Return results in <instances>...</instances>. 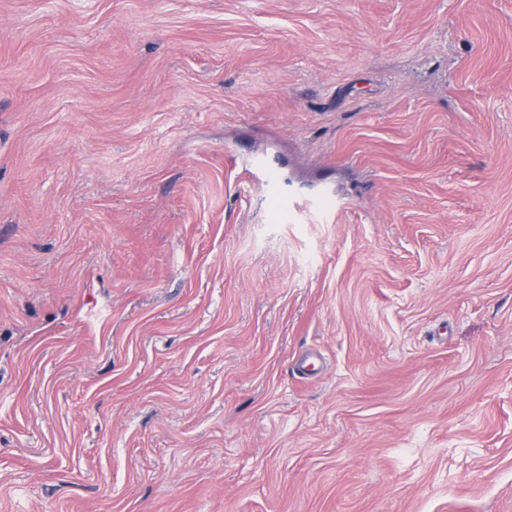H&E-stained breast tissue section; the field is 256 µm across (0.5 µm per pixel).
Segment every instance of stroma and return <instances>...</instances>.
<instances>
[{"instance_id": "obj_1", "label": "stroma", "mask_w": 512, "mask_h": 512, "mask_svg": "<svg viewBox=\"0 0 512 512\" xmlns=\"http://www.w3.org/2000/svg\"><path fill=\"white\" fill-rule=\"evenodd\" d=\"M0 512H512V0H0Z\"/></svg>"}]
</instances>
